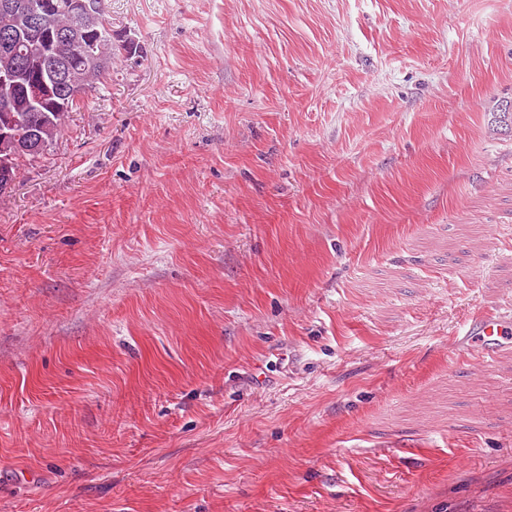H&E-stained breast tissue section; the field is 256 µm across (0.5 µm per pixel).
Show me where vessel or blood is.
Wrapping results in <instances>:
<instances>
[{
  "mask_svg": "<svg viewBox=\"0 0 512 512\" xmlns=\"http://www.w3.org/2000/svg\"><path fill=\"white\" fill-rule=\"evenodd\" d=\"M512 343V312H481L469 318L456 339L458 347L474 351L482 363H492L506 344Z\"/></svg>",
  "mask_w": 512,
  "mask_h": 512,
  "instance_id": "b4317fda",
  "label": "vessel or blood"
}]
</instances>
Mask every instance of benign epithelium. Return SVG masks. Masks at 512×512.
I'll use <instances>...</instances> for the list:
<instances>
[{
	"instance_id": "obj_1",
	"label": "benign epithelium",
	"mask_w": 512,
	"mask_h": 512,
	"mask_svg": "<svg viewBox=\"0 0 512 512\" xmlns=\"http://www.w3.org/2000/svg\"><path fill=\"white\" fill-rule=\"evenodd\" d=\"M101 7L100 0H40L30 9L17 0H3L0 12L5 22L21 26L24 42L43 43L51 48L58 43L75 44L97 62L110 54L112 46L119 41L110 28L97 39H87L88 21ZM119 42L129 51L134 48L135 40L127 35ZM20 46L21 41H12L8 51L15 57V67L0 72V113L14 111V98L18 94L25 95L32 112H41L51 103L55 110L62 109L61 102L55 98V92L61 88H69L74 96H79L82 89L69 81L64 69L57 70L52 84L38 79L41 62L20 51Z\"/></svg>"
}]
</instances>
